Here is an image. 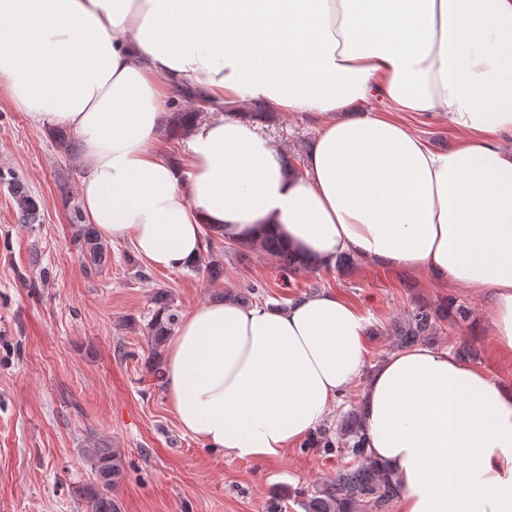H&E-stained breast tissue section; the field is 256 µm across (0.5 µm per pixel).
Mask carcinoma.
<instances>
[{
  "instance_id": "1",
  "label": "carcinoma",
  "mask_w": 512,
  "mask_h": 512,
  "mask_svg": "<svg viewBox=\"0 0 512 512\" xmlns=\"http://www.w3.org/2000/svg\"><path fill=\"white\" fill-rule=\"evenodd\" d=\"M10 192L18 221L34 224L40 216L39 203L27 187L19 181L10 183ZM62 200L73 214L71 244L79 253L89 273H97L111 253V246L98 236L91 224L85 223L78 204L62 191ZM259 251L273 259L279 268L292 271L302 267L294 255L280 249L274 242L262 239L242 247L238 252L241 260L248 253ZM155 308L146 326L147 337L152 347L150 362L153 377L163 380L159 351L162 343L172 335L180 320L179 310L173 304L168 291L160 289L152 295ZM448 320V305L435 307L419 305L405 317L393 324L391 335L398 346L406 347L416 342L433 343L443 331V322ZM302 451L316 452L326 457L336 455L350 459L336 471V476L317 484L310 490H282L273 498L267 512H283L284 503L293 499L303 512H385L387 506L399 497V485L394 476L383 470L367 453L361 410L346 412L336 429L319 427L302 443ZM96 479L97 490L90 495V512H120L118 502L112 499V487L126 474L122 455L111 449L92 446L81 449Z\"/></svg>"
}]
</instances>
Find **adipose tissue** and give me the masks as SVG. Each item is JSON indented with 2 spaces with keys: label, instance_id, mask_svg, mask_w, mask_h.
<instances>
[{
  "label": "adipose tissue",
  "instance_id": "obj_1",
  "mask_svg": "<svg viewBox=\"0 0 512 512\" xmlns=\"http://www.w3.org/2000/svg\"><path fill=\"white\" fill-rule=\"evenodd\" d=\"M186 83L317 117L300 170L221 116L191 117L173 163L166 93ZM0 88L73 131L87 223L149 267L194 266L212 235L268 238L310 266L422 270L484 297L512 358V0H0ZM401 112L461 138L433 150ZM367 352L366 318L331 292L208 302L166 343L164 392L184 435L270 461L361 383L366 447L401 512H512V383L444 348L370 369Z\"/></svg>",
  "mask_w": 512,
  "mask_h": 512
}]
</instances>
